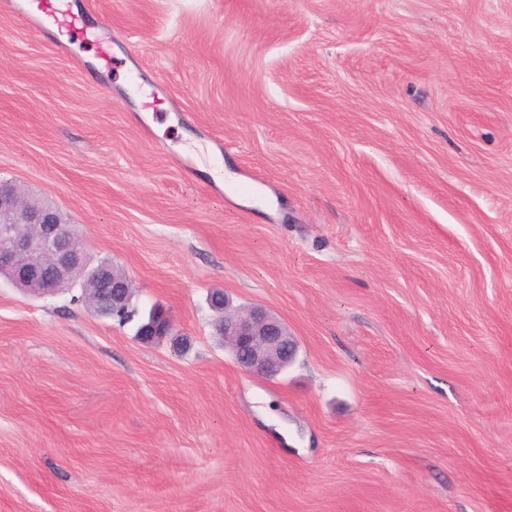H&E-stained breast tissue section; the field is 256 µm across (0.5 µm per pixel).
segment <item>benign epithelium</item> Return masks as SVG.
Returning <instances> with one entry per match:
<instances>
[{
    "instance_id": "benign-epithelium-1",
    "label": "benign epithelium",
    "mask_w": 512,
    "mask_h": 512,
    "mask_svg": "<svg viewBox=\"0 0 512 512\" xmlns=\"http://www.w3.org/2000/svg\"><path fill=\"white\" fill-rule=\"evenodd\" d=\"M0 269L15 281H37L40 295L79 281L98 313L126 308L132 294L131 280L111 262L87 263L82 238L57 208L30 198L8 181L0 183ZM209 306L215 335L245 371L274 378L296 359L297 340L272 311L235 307L223 292L210 293ZM142 336L151 343L166 337L183 341L165 312Z\"/></svg>"
}]
</instances>
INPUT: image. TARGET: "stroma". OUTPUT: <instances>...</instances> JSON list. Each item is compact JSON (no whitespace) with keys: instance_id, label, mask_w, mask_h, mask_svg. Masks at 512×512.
I'll use <instances>...</instances> for the list:
<instances>
[{"instance_id":"1","label":"stroma","mask_w":512,"mask_h":512,"mask_svg":"<svg viewBox=\"0 0 512 512\" xmlns=\"http://www.w3.org/2000/svg\"><path fill=\"white\" fill-rule=\"evenodd\" d=\"M76 2L111 70L0 14V178L188 347L0 281V512H512V0ZM214 290L209 306L214 312V332L235 363L245 371L274 378L294 362L297 340L288 325L263 307H234L229 297Z\"/></svg>"}]
</instances>
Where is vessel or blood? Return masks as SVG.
<instances>
[{
  "mask_svg": "<svg viewBox=\"0 0 512 512\" xmlns=\"http://www.w3.org/2000/svg\"><path fill=\"white\" fill-rule=\"evenodd\" d=\"M0 11L30 18L34 28L42 33H54V47L67 52L69 38H95L84 15L72 8V0H0Z\"/></svg>",
  "mask_w": 512,
  "mask_h": 512,
  "instance_id": "vessel-or-blood-1",
  "label": "vessel or blood"
}]
</instances>
